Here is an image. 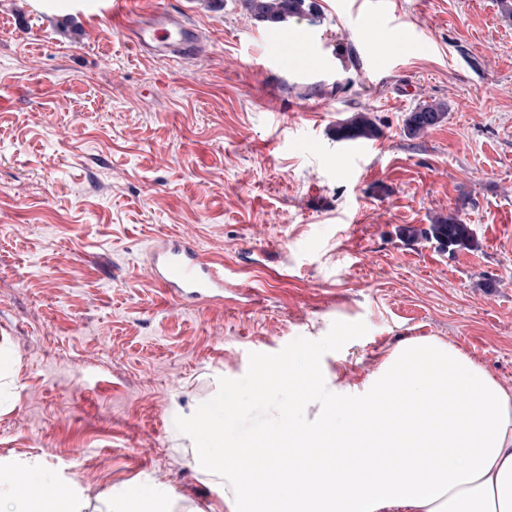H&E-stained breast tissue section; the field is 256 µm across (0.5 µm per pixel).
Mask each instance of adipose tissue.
Returning a JSON list of instances; mask_svg holds the SVG:
<instances>
[{
    "instance_id": "ef3b65f1",
    "label": "adipose tissue",
    "mask_w": 512,
    "mask_h": 512,
    "mask_svg": "<svg viewBox=\"0 0 512 512\" xmlns=\"http://www.w3.org/2000/svg\"><path fill=\"white\" fill-rule=\"evenodd\" d=\"M288 374L309 386L275 405L268 432L225 436L238 413L224 396L186 415L181 436L197 462L221 476L236 512H512V393L460 351L434 338L396 348L359 386L324 387L313 356L289 358ZM274 444L269 470L251 474L224 464L228 448ZM385 457L373 466L369 457ZM45 477L36 461L0 460L5 512H85L82 492L32 503L27 488ZM97 512H172L148 484L104 497Z\"/></svg>"
}]
</instances>
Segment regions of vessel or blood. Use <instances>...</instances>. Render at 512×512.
<instances>
[{
  "label": "vessel or blood",
  "mask_w": 512,
  "mask_h": 512,
  "mask_svg": "<svg viewBox=\"0 0 512 512\" xmlns=\"http://www.w3.org/2000/svg\"><path fill=\"white\" fill-rule=\"evenodd\" d=\"M132 0H99V13L111 17L126 41L143 57L168 58L181 62L199 58L207 48L202 28L188 12L171 4L139 12L131 7ZM325 40L314 33L300 30L291 48L303 69L319 68L323 60ZM148 268L162 288L178 300L201 301L224 290V268L205 257L194 241L170 235L156 242L149 251ZM275 454L266 448L245 453L227 449L224 458L228 466L250 473L266 468Z\"/></svg>",
  "instance_id": "b4317fda"
}]
</instances>
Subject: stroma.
<instances>
[{
  "label": "stroma",
  "instance_id": "35a3bbf8",
  "mask_svg": "<svg viewBox=\"0 0 512 512\" xmlns=\"http://www.w3.org/2000/svg\"><path fill=\"white\" fill-rule=\"evenodd\" d=\"M70 2L0 0V341L16 362L0 459L44 464L38 498L73 487L95 512L138 482L173 512H232L177 421L229 390L227 433L266 429L300 395L298 353L359 386L434 337L512 391V0H388L405 39L370 44L356 0H316L325 68L306 77L267 38L300 18L180 0L210 42L181 63ZM431 99L447 118L405 136ZM361 109L382 135L353 175L332 129ZM455 209L477 248L398 234ZM171 234L224 263L223 298L177 302L152 279L146 251Z\"/></svg>",
  "mask_w": 512,
  "mask_h": 512
}]
</instances>
